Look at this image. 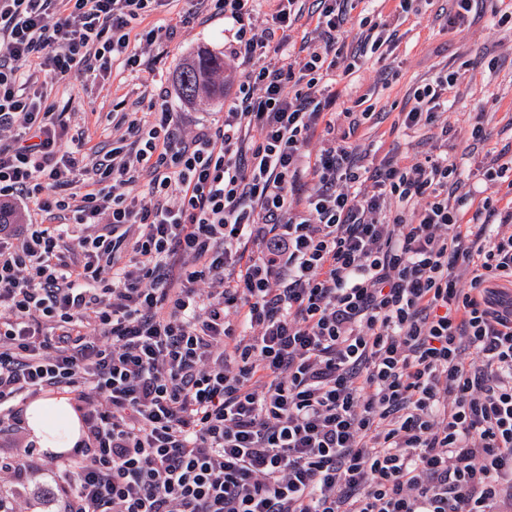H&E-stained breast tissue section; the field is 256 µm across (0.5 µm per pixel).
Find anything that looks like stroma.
I'll use <instances>...</instances> for the list:
<instances>
[{"label":"stroma","instance_id":"obj_1","mask_svg":"<svg viewBox=\"0 0 512 512\" xmlns=\"http://www.w3.org/2000/svg\"><path fill=\"white\" fill-rule=\"evenodd\" d=\"M395 6V0H375L369 7L363 0L352 4L351 15L356 21L367 16L397 29L387 61L373 55L363 58L354 74L336 85L346 105H353L363 96L384 115L379 123L362 121L352 145L374 151L380 158L389 154L410 160L424 153L446 152L467 171L488 165L496 157L512 156V21L495 25V13L486 7L471 15L464 31L455 32L440 17L441 11H454L453 0H432L419 19L399 18ZM201 49L218 56L224 53V21L205 12L181 26L175 39L147 50L139 77L117 70L95 84L75 78L53 87L51 97L65 108L71 124L86 123L94 142L105 145L112 139L109 113L113 98L144 96L146 88L159 81L172 89L179 64ZM446 71L461 75L443 116L451 128L448 139H441L436 128L392 130L398 113L412 106L414 90ZM168 104L190 128L220 109L219 104L206 100L185 103L173 89ZM476 118L481 120L486 135L473 144L468 131Z\"/></svg>","mask_w":512,"mask_h":512}]
</instances>
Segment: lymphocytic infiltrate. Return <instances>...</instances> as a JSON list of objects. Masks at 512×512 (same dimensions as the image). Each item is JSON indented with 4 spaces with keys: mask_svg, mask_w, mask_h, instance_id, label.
Wrapping results in <instances>:
<instances>
[{
    "mask_svg": "<svg viewBox=\"0 0 512 512\" xmlns=\"http://www.w3.org/2000/svg\"><path fill=\"white\" fill-rule=\"evenodd\" d=\"M260 2L200 0L240 71L223 115L188 136L118 98L101 151L28 85L139 72L171 0H0V197L35 218L0 233V432L72 396L64 512H502L512 160L474 172L469 217L447 155L363 166L374 109L331 90L349 0H314L298 42L300 0ZM458 80L400 125L437 126Z\"/></svg>",
    "mask_w": 512,
    "mask_h": 512,
    "instance_id": "obj_1",
    "label": "lymphocytic infiltrate"
}]
</instances>
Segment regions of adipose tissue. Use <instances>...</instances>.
<instances>
[{
    "mask_svg": "<svg viewBox=\"0 0 512 512\" xmlns=\"http://www.w3.org/2000/svg\"><path fill=\"white\" fill-rule=\"evenodd\" d=\"M27 421L42 449L59 454L72 448L81 437L79 419L66 399H50L27 411Z\"/></svg>",
    "mask_w": 512,
    "mask_h": 512,
    "instance_id": "ef3b65f1",
    "label": "adipose tissue"
}]
</instances>
